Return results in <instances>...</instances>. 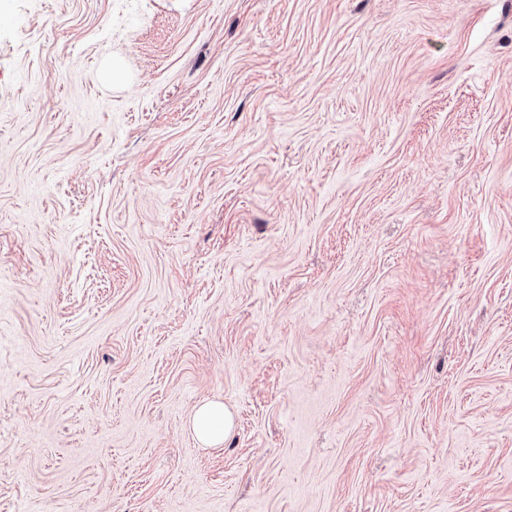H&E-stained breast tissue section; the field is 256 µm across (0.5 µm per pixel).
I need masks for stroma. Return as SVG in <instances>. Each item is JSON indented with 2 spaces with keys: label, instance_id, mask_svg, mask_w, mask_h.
I'll list each match as a JSON object with an SVG mask.
<instances>
[{
  "label": "stroma",
  "instance_id": "stroma-1",
  "mask_svg": "<svg viewBox=\"0 0 512 512\" xmlns=\"http://www.w3.org/2000/svg\"><path fill=\"white\" fill-rule=\"evenodd\" d=\"M0 512H512V0H0ZM232 423V414L224 403L210 401L196 409L191 419V428L200 442L221 445L230 433Z\"/></svg>",
  "mask_w": 512,
  "mask_h": 512
}]
</instances>
